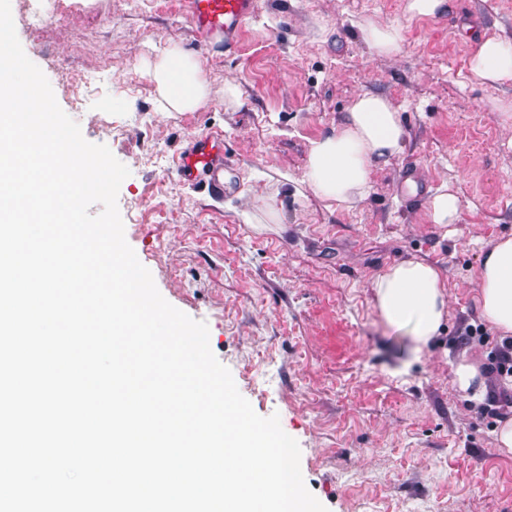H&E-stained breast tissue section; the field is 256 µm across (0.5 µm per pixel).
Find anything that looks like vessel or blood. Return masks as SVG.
Returning <instances> with one entry per match:
<instances>
[{"mask_svg":"<svg viewBox=\"0 0 512 512\" xmlns=\"http://www.w3.org/2000/svg\"><path fill=\"white\" fill-rule=\"evenodd\" d=\"M257 0H184V8L204 40L223 38L234 43L246 20L256 12ZM178 173L217 194L224 189V141L214 135L192 139L176 159Z\"/></svg>","mask_w":512,"mask_h":512,"instance_id":"vessel-or-blood-1","label":"vessel or blood"}]
</instances>
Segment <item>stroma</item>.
I'll use <instances>...</instances> for the list:
<instances>
[{"mask_svg": "<svg viewBox=\"0 0 512 512\" xmlns=\"http://www.w3.org/2000/svg\"><path fill=\"white\" fill-rule=\"evenodd\" d=\"M11 0L26 56L83 137L130 174L118 193L125 238L160 294L206 322L209 345L263 417L301 449L308 490L328 512H512V457L501 419L453 387L459 346L485 325L478 272L487 246L512 236V83L474 80L480 34L512 39V0H456L452 13L409 18L406 0H258L238 47L202 43L181 0H63L30 24ZM394 25L391 56L360 30ZM193 53L210 86L192 112H163L148 66ZM234 83L240 102L225 100ZM398 108L407 136L373 167L349 206L304 181L312 140L331 134L354 97ZM224 137V193L184 182L174 159L191 139ZM460 200L433 223L442 186ZM404 260L436 265L448 316L422 354L374 307L371 282Z\"/></svg>", "mask_w": 512, "mask_h": 512, "instance_id": "35a3bbf8", "label": "stroma"}]
</instances>
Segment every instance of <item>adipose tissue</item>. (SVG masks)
<instances>
[{"label":"adipose tissue","mask_w":512,"mask_h":512,"mask_svg":"<svg viewBox=\"0 0 512 512\" xmlns=\"http://www.w3.org/2000/svg\"><path fill=\"white\" fill-rule=\"evenodd\" d=\"M470 72L482 82H511L512 40L487 36L475 42ZM149 75L158 86L161 111L192 112L209 96L198 62L180 49L165 50ZM404 137L388 98L358 94L335 132L312 141L306 181L322 200L351 205L367 195L372 167L388 165L402 151ZM371 287L383 321L410 336L414 353L428 349L448 314L447 282L440 270L422 261H402L377 275ZM478 288L486 320L501 336H511L512 236L489 245Z\"/></svg>","instance_id":"ef3b65f1"}]
</instances>
